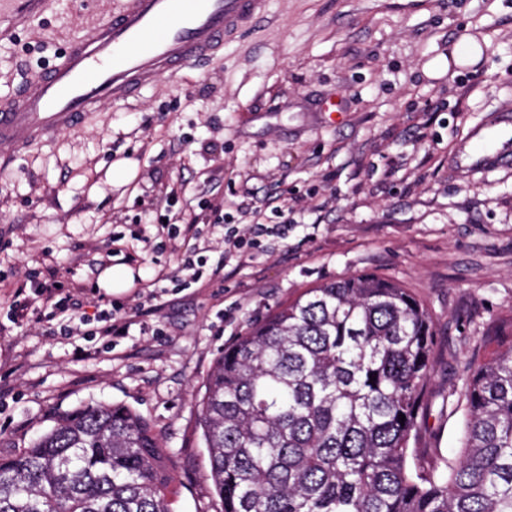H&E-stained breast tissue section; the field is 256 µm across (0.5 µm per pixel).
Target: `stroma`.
<instances>
[{
    "mask_svg": "<svg viewBox=\"0 0 512 512\" xmlns=\"http://www.w3.org/2000/svg\"><path fill=\"white\" fill-rule=\"evenodd\" d=\"M51 6L0 43V98L105 18L114 0ZM481 61L452 66L463 33ZM512 107V0H268L267 13L201 66L104 105L0 165V454L55 415L122 403L170 453L175 512H220L195 395L217 353L305 289L360 272L428 307L435 352L419 447L453 456L464 418L450 392L512 314V162L460 165L475 130ZM225 224L277 223L252 261L225 259ZM198 218L196 233L185 224ZM174 223L154 248L145 222ZM205 246L202 279L148 300L159 272ZM132 284L108 291L106 266ZM69 289L74 317L123 303L125 336H64L32 287Z\"/></svg>",
    "mask_w": 512,
    "mask_h": 512,
    "instance_id": "obj_1",
    "label": "stroma"
}]
</instances>
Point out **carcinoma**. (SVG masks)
<instances>
[{
	"instance_id": "cac0c4a2",
	"label": "carcinoma",
	"mask_w": 512,
	"mask_h": 512,
	"mask_svg": "<svg viewBox=\"0 0 512 512\" xmlns=\"http://www.w3.org/2000/svg\"><path fill=\"white\" fill-rule=\"evenodd\" d=\"M434 336L415 294L362 272L224 347L196 402L221 512H512V316L451 392L454 457L417 447ZM175 483L144 417L86 404L0 456V512H174Z\"/></svg>"
}]
</instances>
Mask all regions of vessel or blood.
<instances>
[{
	"label": "vessel or blood",
	"instance_id": "b4317fda",
	"mask_svg": "<svg viewBox=\"0 0 512 512\" xmlns=\"http://www.w3.org/2000/svg\"><path fill=\"white\" fill-rule=\"evenodd\" d=\"M49 0H0V41L14 39ZM267 0H115L19 91L0 101V155L82 124L107 102L134 97L163 75L208 61L225 40L264 18Z\"/></svg>",
	"mask_w": 512,
	"mask_h": 512
}]
</instances>
